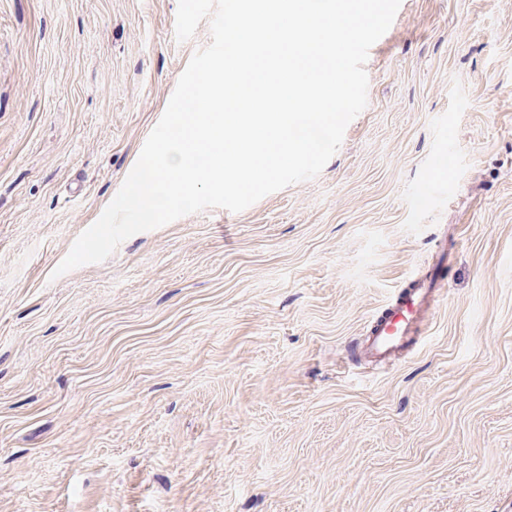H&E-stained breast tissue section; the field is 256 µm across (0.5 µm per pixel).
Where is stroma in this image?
Returning <instances> with one entry per match:
<instances>
[{
	"instance_id": "stroma-1",
	"label": "stroma",
	"mask_w": 512,
	"mask_h": 512,
	"mask_svg": "<svg viewBox=\"0 0 512 512\" xmlns=\"http://www.w3.org/2000/svg\"><path fill=\"white\" fill-rule=\"evenodd\" d=\"M177 3L0 0V512H512V0H401L316 178L53 277L210 42ZM458 245L457 242L448 247V236L436 241L433 267L427 272L414 273L395 298L369 322L359 347L365 358L387 365L426 336L430 318L444 291L434 269L448 264Z\"/></svg>"
}]
</instances>
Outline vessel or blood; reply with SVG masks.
Listing matches in <instances>:
<instances>
[{"label": "vessel or blood", "instance_id": "b4317fda", "mask_svg": "<svg viewBox=\"0 0 512 512\" xmlns=\"http://www.w3.org/2000/svg\"><path fill=\"white\" fill-rule=\"evenodd\" d=\"M451 254L447 239H439L433 255L434 269L414 273L395 298L369 322L359 347L365 358L379 365L388 364L425 336L443 294L435 270L446 265Z\"/></svg>", "mask_w": 512, "mask_h": 512}]
</instances>
